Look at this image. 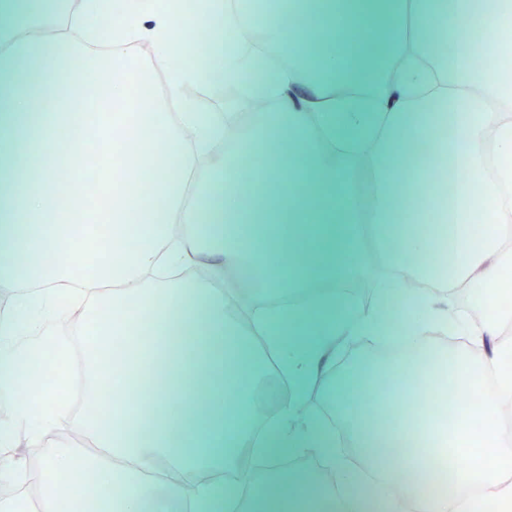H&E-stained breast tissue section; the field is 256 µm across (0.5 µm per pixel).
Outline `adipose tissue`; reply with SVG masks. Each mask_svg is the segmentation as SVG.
<instances>
[{
    "instance_id": "ef3b65f1",
    "label": "adipose tissue",
    "mask_w": 512,
    "mask_h": 512,
    "mask_svg": "<svg viewBox=\"0 0 512 512\" xmlns=\"http://www.w3.org/2000/svg\"><path fill=\"white\" fill-rule=\"evenodd\" d=\"M57 2L0 0V288L17 298L0 316V479L30 472L21 449L45 451L35 505L1 500L0 512H60L65 498L100 512H499L512 503V372L503 369L512 314L476 320L450 300L466 286L502 287L512 270V96L504 67L469 63L461 30L472 0H271L248 20L231 0H197L190 20L148 0L113 14L102 0H71L64 11ZM363 21L374 39L351 36ZM139 47L164 64V86L133 56ZM261 48L280 64L256 87L265 106L247 123L187 96L253 68ZM341 83L363 103L338 99ZM74 120L84 130L74 156L104 169L93 208L80 188L58 189V137ZM423 140L467 174L449 210L450 258L430 272L429 171L414 161ZM159 147L163 167L145 173L141 156ZM242 155L257 162L248 181ZM475 198L489 224L478 234ZM78 223L109 225L111 235L74 246L65 230ZM103 251L124 263L99 264ZM372 258L393 276L366 309L340 284ZM184 269L205 277H181ZM238 269L250 273L251 298L277 288L288 304L235 321ZM401 271L421 288L399 292ZM412 311L434 330L462 329L467 349L427 346L406 319ZM136 320L146 339L113 359V337ZM55 324L70 347L98 329L85 398L97 401L111 379L109 417L76 415L60 388L35 405L20 396L34 348ZM393 331L412 352L334 369L340 339ZM443 358L449 375L480 386L495 372L499 386L449 432L451 453L469 465L436 490L434 430L412 436L399 419L371 421L362 400L378 380L402 388L408 369ZM272 367L290 398L265 387ZM313 392L337 423L309 404ZM62 429L87 435L97 453L56 440ZM346 447L362 468L347 464ZM310 448L335 480L316 470L301 480L222 477L246 456ZM400 469L410 486L396 481Z\"/></svg>"
}]
</instances>
